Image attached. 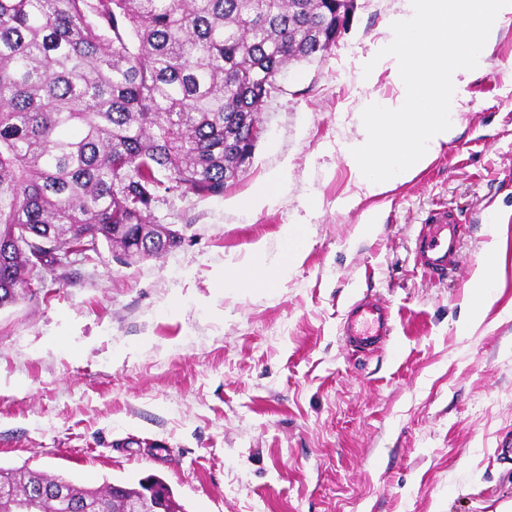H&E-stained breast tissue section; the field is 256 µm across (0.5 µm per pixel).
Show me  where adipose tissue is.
Listing matches in <instances>:
<instances>
[{"instance_id":"obj_1","label":"adipose tissue","mask_w":512,"mask_h":512,"mask_svg":"<svg viewBox=\"0 0 512 512\" xmlns=\"http://www.w3.org/2000/svg\"><path fill=\"white\" fill-rule=\"evenodd\" d=\"M284 249L276 264L263 262L253 263L244 267L230 266L224 270V284L233 287L247 282L256 286L266 287L278 278L287 274L290 266L295 264L306 249V239L300 225L286 224L281 230ZM501 242L499 238H491L485 245V254L477 263L470 279L469 307L460 321L463 334H470L478 327L483 318V310L489 305L499 286L498 257Z\"/></svg>"}]
</instances>
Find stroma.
I'll return each instance as SVG.
<instances>
[{"instance_id":"35a3bbf8","label":"stroma","mask_w":512,"mask_h":512,"mask_svg":"<svg viewBox=\"0 0 512 512\" xmlns=\"http://www.w3.org/2000/svg\"><path fill=\"white\" fill-rule=\"evenodd\" d=\"M324 58L298 63L264 105L252 159L223 196L163 195L157 224L181 246L129 263L64 257L0 308V466L99 488L160 477L185 512H512V222L501 286L481 326L458 332L484 214L512 213V24L463 86L457 132L394 189L360 188L343 148L366 99L399 89L374 56L407 0H357ZM371 74H364L367 62ZM287 171L274 204L241 202ZM462 227L448 278L416 263L434 208ZM375 216L374 236L356 235ZM307 248L272 288L227 287L224 267ZM392 312L385 349L346 344L349 306Z\"/></svg>"}]
</instances>
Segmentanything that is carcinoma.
<instances>
[{"instance_id": "1", "label": "carcinoma", "mask_w": 512, "mask_h": 512, "mask_svg": "<svg viewBox=\"0 0 512 512\" xmlns=\"http://www.w3.org/2000/svg\"><path fill=\"white\" fill-rule=\"evenodd\" d=\"M352 0H0V308L148 224L160 194L224 195L269 90L322 58ZM61 484V499L48 489ZM0 512H112L88 488L0 467Z\"/></svg>"}]
</instances>
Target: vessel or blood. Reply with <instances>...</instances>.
<instances>
[{"label":"vessel or blood","mask_w":512,"mask_h":512,"mask_svg":"<svg viewBox=\"0 0 512 512\" xmlns=\"http://www.w3.org/2000/svg\"><path fill=\"white\" fill-rule=\"evenodd\" d=\"M458 241V225L453 214L445 209L430 211L417 238L416 254L423 271L437 278L446 276ZM391 331L392 318L388 307L368 300L351 305L344 336L355 350L363 353L377 351Z\"/></svg>","instance_id":"obj_1"}]
</instances>
